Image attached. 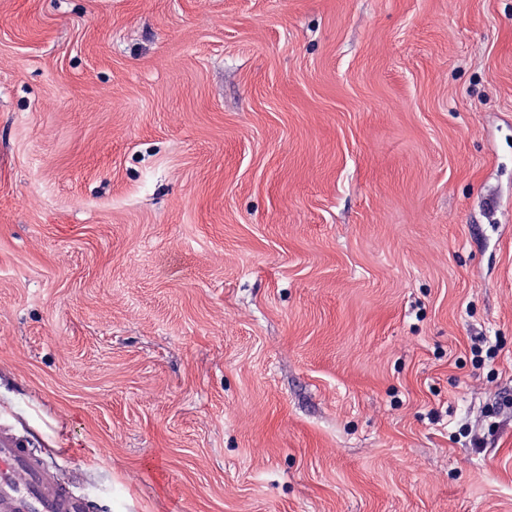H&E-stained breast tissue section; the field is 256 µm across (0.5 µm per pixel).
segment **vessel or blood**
Wrapping results in <instances>:
<instances>
[{
  "label": "vessel or blood",
  "mask_w": 512,
  "mask_h": 512,
  "mask_svg": "<svg viewBox=\"0 0 512 512\" xmlns=\"http://www.w3.org/2000/svg\"><path fill=\"white\" fill-rule=\"evenodd\" d=\"M86 492L34 443L0 432V512H90Z\"/></svg>",
  "instance_id": "b4317fda"
}]
</instances>
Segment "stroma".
I'll return each instance as SVG.
<instances>
[{
	"label": "stroma",
	"instance_id": "35a3bbf8",
	"mask_svg": "<svg viewBox=\"0 0 512 512\" xmlns=\"http://www.w3.org/2000/svg\"><path fill=\"white\" fill-rule=\"evenodd\" d=\"M0 430L93 512H512V0H0Z\"/></svg>",
	"mask_w": 512,
	"mask_h": 512
}]
</instances>
